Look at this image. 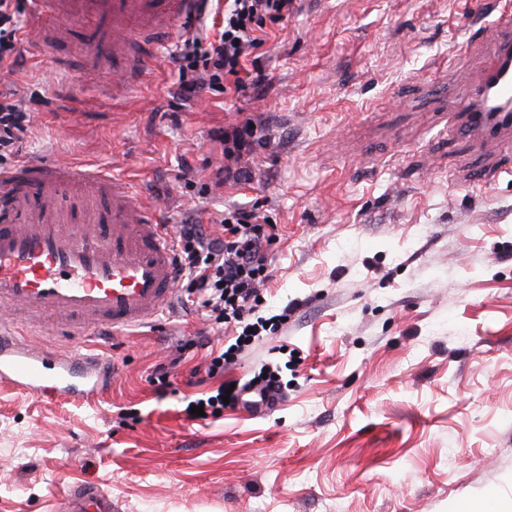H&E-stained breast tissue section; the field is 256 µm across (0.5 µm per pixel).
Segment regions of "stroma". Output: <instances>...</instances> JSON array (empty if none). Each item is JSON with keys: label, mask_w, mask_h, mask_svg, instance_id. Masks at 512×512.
<instances>
[{"label": "stroma", "mask_w": 512, "mask_h": 512, "mask_svg": "<svg viewBox=\"0 0 512 512\" xmlns=\"http://www.w3.org/2000/svg\"><path fill=\"white\" fill-rule=\"evenodd\" d=\"M0 91L31 97L24 160H92L143 209L217 230L225 210L276 225L260 314L288 321L223 379L189 384L192 349L158 397L154 369L222 327L173 300L154 325L80 339L113 363L85 401L0 382V512H60L92 482L112 512H457L512 506V134H457L448 103L477 81L492 0H296L245 63L260 87L180 104L170 54L215 34L224 0L174 23L139 82L57 64L30 0ZM251 130L227 157L223 134ZM277 365L271 413L184 408Z\"/></svg>", "instance_id": "1"}]
</instances>
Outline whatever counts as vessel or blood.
<instances>
[{"instance_id": "b4317fda", "label": "vessel or blood", "mask_w": 512, "mask_h": 512, "mask_svg": "<svg viewBox=\"0 0 512 512\" xmlns=\"http://www.w3.org/2000/svg\"><path fill=\"white\" fill-rule=\"evenodd\" d=\"M195 0H33L44 37L62 63H78L77 40L96 47L127 81L141 78L155 41ZM78 22L66 27V19ZM493 62L450 104L468 135L512 129L489 120L512 99V0H499ZM178 271L170 225L142 211L127 183L98 165L27 161L0 171V379L44 398L85 399L103 390L101 370L78 350L22 339L19 327L72 336L153 322L174 297ZM62 512H112L95 484L66 491Z\"/></svg>"}]
</instances>
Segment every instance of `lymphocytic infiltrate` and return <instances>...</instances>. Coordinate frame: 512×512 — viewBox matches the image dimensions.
<instances>
[{"label": "lymphocytic infiltrate", "instance_id": "obj_1", "mask_svg": "<svg viewBox=\"0 0 512 512\" xmlns=\"http://www.w3.org/2000/svg\"><path fill=\"white\" fill-rule=\"evenodd\" d=\"M293 4L294 0H227L224 22L213 40H185L179 53L172 56L182 77L178 97L187 101L205 92L238 94L248 85H261L262 76L249 81L242 78L244 62L265 44V21L285 19ZM29 121L21 100L10 93L1 96L0 149L18 142ZM220 227V233L208 232L191 217L177 226L174 237L187 296L209 321L224 326L233 337L227 347L210 350L204 368L209 379L223 375L265 329L266 320L258 314L264 304L260 288L269 278V254L278 239L276 225L257 223L250 211H225ZM255 389L264 395L278 393L275 370L254 375L231 391L219 386L214 394L204 397V413L221 416L226 402H238L244 392Z\"/></svg>", "mask_w": 512, "mask_h": 512}]
</instances>
